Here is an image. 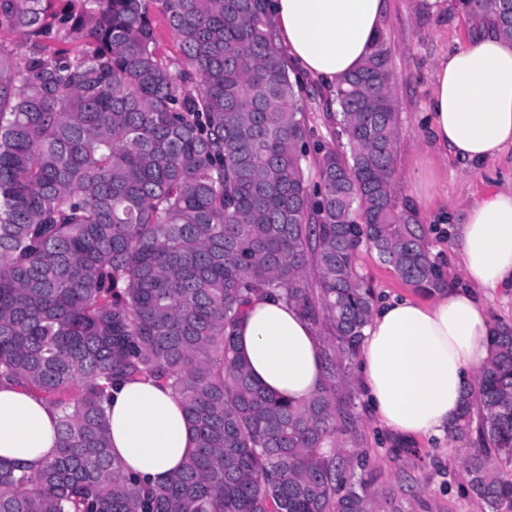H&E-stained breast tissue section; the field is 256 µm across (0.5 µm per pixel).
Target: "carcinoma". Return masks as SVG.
I'll return each instance as SVG.
<instances>
[{
    "label": "carcinoma",
    "instance_id": "cac0c4a2",
    "mask_svg": "<svg viewBox=\"0 0 512 512\" xmlns=\"http://www.w3.org/2000/svg\"><path fill=\"white\" fill-rule=\"evenodd\" d=\"M150 2L0 0V380L60 413L53 457L0 461V512H376L337 425L374 305L358 251L419 291L446 287L393 195L386 43L337 83L348 150L322 152L311 186L270 0H157L179 67ZM463 6L512 40L511 4ZM263 294L326 331V382L304 403L258 386L238 351ZM492 347L448 435L467 445L472 497L512 512L511 325L494 324ZM139 378L179 396L196 441L156 486L110 445L108 390ZM158 6V4L151 3V12L156 24L158 41L164 56L171 62H177L182 59L179 43L167 27Z\"/></svg>",
    "mask_w": 512,
    "mask_h": 512
}]
</instances>
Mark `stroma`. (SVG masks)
Instances as JSON below:
<instances>
[{"label":"stroma","mask_w":512,"mask_h":512,"mask_svg":"<svg viewBox=\"0 0 512 512\" xmlns=\"http://www.w3.org/2000/svg\"><path fill=\"white\" fill-rule=\"evenodd\" d=\"M439 13L419 11L414 0H385L381 34L390 51L392 88L398 104L400 135L394 196L399 207L414 211L428 231L432 260L449 285L461 284L458 257L448 240V226L456 222L470 198L512 186V149L475 164L442 157L424 124L433 90L436 63L464 45L483 24L472 18L458 0H445ZM299 101L313 141L327 147L341 143L338 117L326 108L330 90L321 79L304 76ZM356 270L373 288L377 300L402 295L429 301L416 292L376 252L361 248ZM351 425L355 447L365 450V477L381 492V512H486L485 505L468 495L462 477V455L450 437L416 436L396 445L367 410L364 396H356Z\"/></svg>","instance_id":"35a3bbf8"}]
</instances>
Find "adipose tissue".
<instances>
[{
    "label": "adipose tissue",
    "mask_w": 512,
    "mask_h": 512,
    "mask_svg": "<svg viewBox=\"0 0 512 512\" xmlns=\"http://www.w3.org/2000/svg\"><path fill=\"white\" fill-rule=\"evenodd\" d=\"M384 0H271L280 41L305 72L336 83L364 63L381 27ZM429 131L456 156L481 163L512 148V40L488 27L438 61ZM464 286L429 303L379 304L365 326L355 367L369 410L390 432L445 435L462 391L491 355L492 322L479 293L512 287V187L469 201L454 228ZM254 381L301 403L326 371L314 330L283 301L259 298L236 326ZM112 454L124 473L156 485L196 446L180 399L150 381L113 386ZM58 444L55 409L37 393L0 383V458L37 466Z\"/></svg>",
    "instance_id": "obj_1"
}]
</instances>
